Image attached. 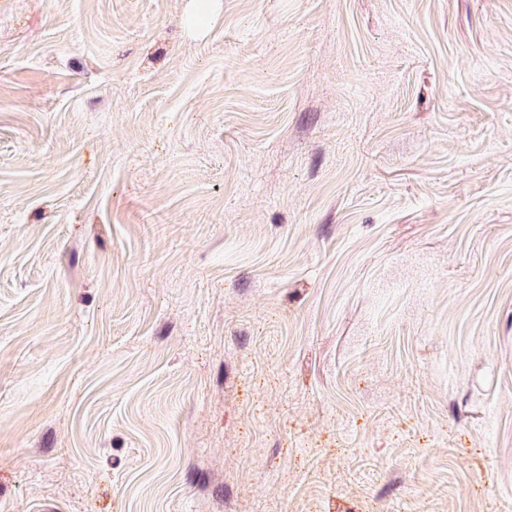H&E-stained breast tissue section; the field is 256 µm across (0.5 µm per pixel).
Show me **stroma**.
<instances>
[{"label":"stroma","instance_id":"obj_1","mask_svg":"<svg viewBox=\"0 0 512 512\" xmlns=\"http://www.w3.org/2000/svg\"><path fill=\"white\" fill-rule=\"evenodd\" d=\"M0 0V512H512V0Z\"/></svg>","mask_w":512,"mask_h":512}]
</instances>
